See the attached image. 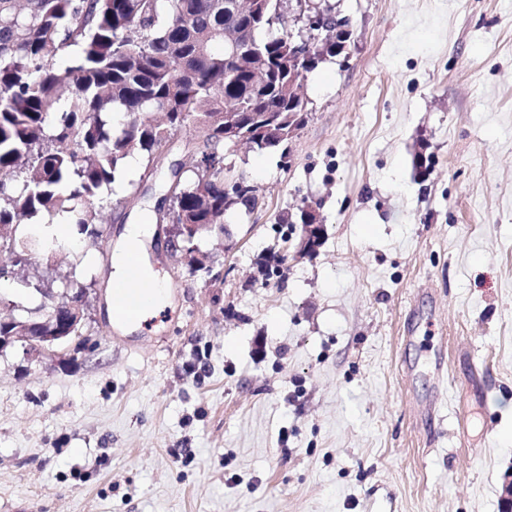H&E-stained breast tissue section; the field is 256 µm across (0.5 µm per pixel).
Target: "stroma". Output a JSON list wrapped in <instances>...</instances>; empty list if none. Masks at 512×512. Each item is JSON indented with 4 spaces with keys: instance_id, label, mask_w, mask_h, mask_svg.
Returning <instances> with one entry per match:
<instances>
[{
    "instance_id": "stroma-1",
    "label": "stroma",
    "mask_w": 512,
    "mask_h": 512,
    "mask_svg": "<svg viewBox=\"0 0 512 512\" xmlns=\"http://www.w3.org/2000/svg\"><path fill=\"white\" fill-rule=\"evenodd\" d=\"M329 2L349 58L307 73L286 151H225L258 206L200 241L210 277L146 238L140 264L171 294L148 335L94 300L59 357L0 354V512H501L512 0ZM202 139L175 132L152 176L126 168L99 247L68 229L54 269L111 286L124 226ZM306 203L326 238L296 258L285 220Z\"/></svg>"
}]
</instances>
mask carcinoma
Here are the masks:
<instances>
[{
    "mask_svg": "<svg viewBox=\"0 0 512 512\" xmlns=\"http://www.w3.org/2000/svg\"><path fill=\"white\" fill-rule=\"evenodd\" d=\"M225 0H0V228L64 216L83 241L99 245L100 210L112 203L124 162L137 154L151 171L175 131H204L189 177L168 184L173 209L157 222L188 224L178 252L191 275L208 271L201 237L224 230L236 206L251 211L247 178L235 198L224 196V107L243 113L249 133L269 120L288 132L305 121L288 95L295 65L288 34L271 20L275 0H253L241 17ZM247 25L251 47L265 57L268 80L254 87L249 70L227 73L232 47L224 30ZM26 285L45 305L16 315L48 330L80 288L95 279L75 271L51 280L40 273L22 237L0 238Z\"/></svg>",
    "mask_w": 512,
    "mask_h": 512,
    "instance_id": "cac0c4a2",
    "label": "carcinoma"
}]
</instances>
